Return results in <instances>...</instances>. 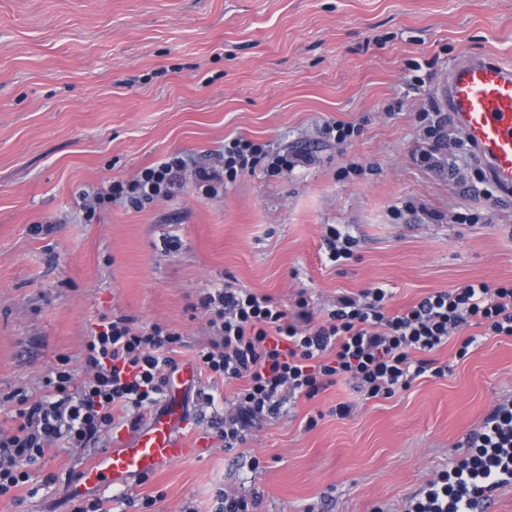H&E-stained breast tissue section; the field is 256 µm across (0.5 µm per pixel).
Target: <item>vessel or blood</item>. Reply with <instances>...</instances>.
Returning a JSON list of instances; mask_svg holds the SVG:
<instances>
[{
    "label": "vessel or blood",
    "mask_w": 512,
    "mask_h": 512,
    "mask_svg": "<svg viewBox=\"0 0 512 512\" xmlns=\"http://www.w3.org/2000/svg\"><path fill=\"white\" fill-rule=\"evenodd\" d=\"M436 94L465 132L489 176L511 191L512 63L464 59L439 81ZM185 426L181 402L169 401L164 414L134 436L121 439L119 446L108 449L82 471L85 487L127 490L133 481L191 456Z\"/></svg>",
    "instance_id": "1"
}]
</instances>
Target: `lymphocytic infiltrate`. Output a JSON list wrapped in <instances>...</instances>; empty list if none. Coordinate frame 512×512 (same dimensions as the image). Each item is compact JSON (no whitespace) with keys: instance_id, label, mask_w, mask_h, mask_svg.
<instances>
[{"instance_id":"obj_1","label":"lymphocytic infiltrate","mask_w":512,"mask_h":512,"mask_svg":"<svg viewBox=\"0 0 512 512\" xmlns=\"http://www.w3.org/2000/svg\"><path fill=\"white\" fill-rule=\"evenodd\" d=\"M419 119L428 146L413 159L444 172V149L464 147L466 141L446 134L450 118L445 113L423 112ZM262 162L278 170L289 160L234 138L224 145L223 170L195 169V181L213 192ZM187 165L185 156L174 154L130 180L84 192L86 218L115 202L139 209L173 196ZM387 299L386 289L368 288L356 298L339 297L335 309L318 320L303 291L292 313L268 296L228 283L206 293L200 307L209 315V334L195 362L207 387L197 398L210 406L219 384H242L217 429L225 447L243 444L253 425L276 417L286 396L311 399L345 380L366 398L388 399L423 376L444 377L448 367L434 354L456 336L455 356L464 359L476 341L469 327H482L488 337H512V282L471 281L396 313L387 310ZM183 345L181 333L167 326H138L125 315H101L85 338L80 369L59 357L41 380L42 396L22 389L8 396L12 424L0 426V498L27 486L54 449H104L114 432L137 428L145 411L159 403ZM468 445L475 455L440 472L409 500L406 512H448L449 503L460 502L463 494H481L479 475L512 467V402L497 405Z\"/></svg>"}]
</instances>
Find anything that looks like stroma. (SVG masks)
I'll return each mask as SVG.
<instances>
[{"instance_id":"35a3bbf8","label":"stroma","mask_w":512,"mask_h":512,"mask_svg":"<svg viewBox=\"0 0 512 512\" xmlns=\"http://www.w3.org/2000/svg\"><path fill=\"white\" fill-rule=\"evenodd\" d=\"M512 61V0H0V400L36 391L65 355L79 361L93 323L122 313L205 341L200 297L235 282L316 314L379 285L390 312L469 281L512 280V194L419 167V113L462 57ZM327 120L359 133L319 138ZM271 143L312 163L259 166L208 195L197 167L218 169L225 140ZM172 154L190 159L171 198L114 204L85 222L89 188L126 180ZM477 212L476 224L454 213ZM358 240L331 262L327 226ZM180 238L165 251L162 239ZM437 352L444 377L389 399L340 382L285 404L245 444L225 449L195 392L186 437L198 455L128 492L85 490L110 512H212L234 488L257 512H402L465 441L512 398V337H481L464 360ZM353 406L335 415L337 404ZM314 428H307L311 415ZM79 451L50 453L57 481L0 512H71Z\"/></svg>"}]
</instances>
